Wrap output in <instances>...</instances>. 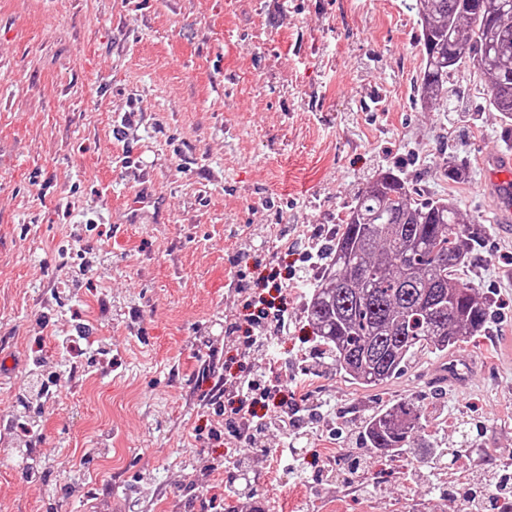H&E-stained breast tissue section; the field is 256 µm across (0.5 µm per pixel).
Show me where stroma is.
<instances>
[{
  "instance_id": "1",
  "label": "stroma",
  "mask_w": 512,
  "mask_h": 512,
  "mask_svg": "<svg viewBox=\"0 0 512 512\" xmlns=\"http://www.w3.org/2000/svg\"><path fill=\"white\" fill-rule=\"evenodd\" d=\"M411 0H0V423L29 387L31 356L56 370L79 323L106 370L75 355L38 414L28 474L0 444V512H463L512 475V237L500 233L481 158L505 132L462 71V110L425 108ZM133 123L122 126L125 115ZM454 157L468 178L444 175ZM395 168L422 198L458 200L485 233L461 278L491 306L479 336L363 387L317 357L305 318L309 282L294 278L299 240L330 241L355 193ZM164 217L115 233L111 213L141 188ZM85 233L98 259L71 292ZM62 314L48 316L50 305ZM284 308L290 329L241 357L229 324ZM252 370L300 406L317 435L296 441L307 475L280 470L224 425L210 392ZM459 382L449 389L445 373ZM417 402L426 437L403 455L362 446L364 421ZM472 434L462 443V433ZM244 457L245 474L221 461ZM333 467H324L325 459Z\"/></svg>"
}]
</instances>
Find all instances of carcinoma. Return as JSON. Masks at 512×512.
<instances>
[{
    "mask_svg": "<svg viewBox=\"0 0 512 512\" xmlns=\"http://www.w3.org/2000/svg\"><path fill=\"white\" fill-rule=\"evenodd\" d=\"M416 9L422 105H444L448 82L469 66L484 81L488 106L512 125V0H416ZM415 195L398 171L373 175L355 194L306 301L307 322L335 367L365 387L401 374L419 352L448 353L490 318V305L459 276L480 225L461 232L456 201ZM426 427L420 408L398 404L365 420L363 441L396 453Z\"/></svg>",
    "mask_w": 512,
    "mask_h": 512,
    "instance_id": "1",
    "label": "carcinoma"
}]
</instances>
